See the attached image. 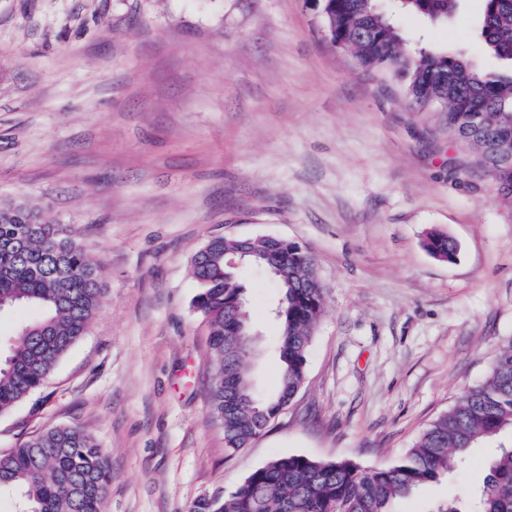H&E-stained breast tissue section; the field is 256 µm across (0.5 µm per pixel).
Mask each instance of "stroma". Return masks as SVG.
<instances>
[{
  "label": "stroma",
  "instance_id": "35a3bbf8",
  "mask_svg": "<svg viewBox=\"0 0 512 512\" xmlns=\"http://www.w3.org/2000/svg\"><path fill=\"white\" fill-rule=\"evenodd\" d=\"M410 47L499 71L482 0L442 24L380 0ZM394 77L335 47L315 0H0V204L68 225L102 265L90 329L28 400L0 453L77 426L112 465L106 512H190L271 459L388 464L512 337V206ZM440 231L459 247L441 262ZM306 246L325 286L306 380L238 452L207 397L208 329L191 259L208 237ZM276 383L273 281L238 270ZM493 450L394 512L466 501ZM425 247L433 258L442 262L451 263L458 254L457 243L442 232H429L425 239Z\"/></svg>",
  "mask_w": 512,
  "mask_h": 512
}]
</instances>
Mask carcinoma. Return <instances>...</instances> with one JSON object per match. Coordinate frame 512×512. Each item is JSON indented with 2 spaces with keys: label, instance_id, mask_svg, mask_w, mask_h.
I'll list each match as a JSON object with an SVG mask.
<instances>
[{
  "label": "carcinoma",
  "instance_id": "1",
  "mask_svg": "<svg viewBox=\"0 0 512 512\" xmlns=\"http://www.w3.org/2000/svg\"><path fill=\"white\" fill-rule=\"evenodd\" d=\"M458 0H400L401 8L444 22ZM321 17L331 43L353 52L366 69L401 79L415 104L438 115L448 138L475 151L476 166L512 198V161L486 155L467 140L470 126L499 129L512 147V75L478 71L459 55L410 50L378 0H322ZM478 33L487 52L512 69V0H483ZM429 254L451 263L457 243L431 231ZM248 249L249 266L271 275L279 294L276 341L280 367L271 393L253 379L258 341L237 273L224 258ZM199 285L194 309L209 327L212 416L224 427L232 451L247 445L304 384L307 355L322 316L325 287L305 247L263 236L209 238L191 260ZM104 288L101 266L63 224H49L24 203L0 206V314L28 307L39 317L20 325L0 360V413L39 389L71 347L88 331ZM512 431V339L504 342L488 375L426 427L399 461L364 469L349 460L278 456L251 471L231 492L205 495L191 512H392L393 502L452 471L471 448ZM112 469L97 440L79 427H55L0 454V494L18 512H105ZM435 512H512V445L499 446L477 495L466 507L450 498Z\"/></svg>",
  "mask_w": 512,
  "mask_h": 512
}]
</instances>
